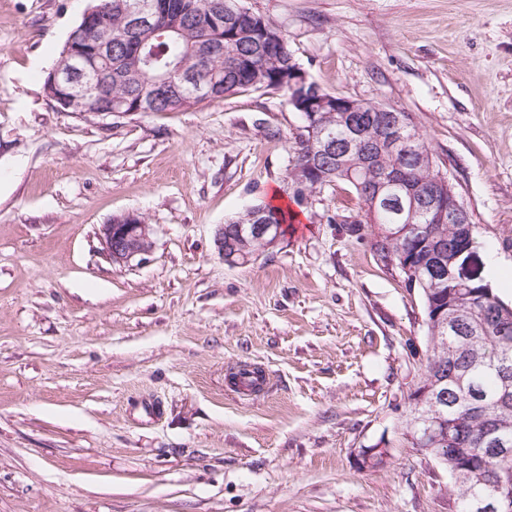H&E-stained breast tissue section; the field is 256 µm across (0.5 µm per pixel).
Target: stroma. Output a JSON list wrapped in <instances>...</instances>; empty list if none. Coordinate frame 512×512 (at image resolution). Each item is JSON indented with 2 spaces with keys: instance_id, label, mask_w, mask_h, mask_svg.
Instances as JSON below:
<instances>
[{
  "instance_id": "1",
  "label": "stroma",
  "mask_w": 512,
  "mask_h": 512,
  "mask_svg": "<svg viewBox=\"0 0 512 512\" xmlns=\"http://www.w3.org/2000/svg\"><path fill=\"white\" fill-rule=\"evenodd\" d=\"M93 4L0 0V512H455L447 470L402 439L422 301L350 232L349 187L224 262L219 227L289 193L284 92L61 111L43 77ZM243 4L326 92L409 112L478 255L512 269V0ZM127 212L154 248L122 268L100 231ZM241 365L264 390L230 386Z\"/></svg>"
}]
</instances>
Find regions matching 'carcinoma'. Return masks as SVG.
Returning <instances> with one entry per match:
<instances>
[{
	"mask_svg": "<svg viewBox=\"0 0 512 512\" xmlns=\"http://www.w3.org/2000/svg\"><path fill=\"white\" fill-rule=\"evenodd\" d=\"M135 0H95L93 8L107 11L112 23V57L91 67L92 98L84 108L86 112H100L110 104L124 103V108L139 109L143 112L187 111L204 103L224 100V96L247 89H277L288 91V70L296 66L288 46V38L281 29L261 16L245 10L233 19H227V6L240 0H173L179 13L169 17H153L149 23L133 28L128 19V8ZM92 35V28L78 24L63 45L53 71L64 75L72 68L68 44L82 42ZM146 61L151 69L174 71L186 64L199 72H219L224 76L221 97L208 99L196 97L190 101L181 91L164 92L152 104L140 102V91L147 80V71L139 67ZM318 132L325 138L341 142L347 130L336 120L334 112H320L316 118ZM375 131L363 138L364 144L348 155L344 164L336 165V159L317 150V143L294 138L290 146L291 164L312 167L318 174L312 182L320 184L322 176L334 173L337 183L348 185L358 199V204L367 211H376L373 223L350 225L351 233L362 237L367 231H379L380 244L377 249L380 259L392 253H401L405 260L416 258V269L404 273L406 287L420 293L423 302V316L427 337L432 344V354L427 363L433 364V376L446 379L454 372H465L466 394L459 402L447 405L443 414L435 417V429L448 431V424L462 423L458 432V447L469 448L484 455L487 479L497 473L512 471V453L500 455L493 451V441L507 443L512 450V402L499 403L501 378L494 369L502 360L512 362V325L505 332L489 334L467 332L470 319L465 313L474 311L491 322L506 305L496 293H486L480 285L486 283L477 278L469 291V298L463 305L464 315L460 316L463 329L453 332L434 320L433 312L448 305V293L453 286L441 278L443 264L448 262V252L476 246L477 236H466L458 224H429L426 218L415 219L416 230L400 220V195L389 192L388 202L377 207L369 206L370 184L359 178L350 177V171L357 170L368 149ZM414 141L406 143L395 156L375 155L373 168L384 171L394 166L408 170L413 180L422 186L432 181L428 167L420 164L421 153L429 151L416 125L406 131ZM263 212L264 223L274 225L275 231L283 234V225L293 223L294 214L289 207L265 203L256 206ZM228 227H242V233L224 236L225 255H235L237 261L245 256L253 257L266 251L264 239L255 235L246 216L226 222ZM417 399H411L409 414L405 421L403 440L409 447L430 455L428 442L424 440L428 425L416 422L414 410ZM468 463L466 456L454 449L443 453L441 465L448 473Z\"/></svg>",
	"mask_w": 512,
	"mask_h": 512,
	"instance_id": "carcinoma-1",
	"label": "carcinoma"
}]
</instances>
